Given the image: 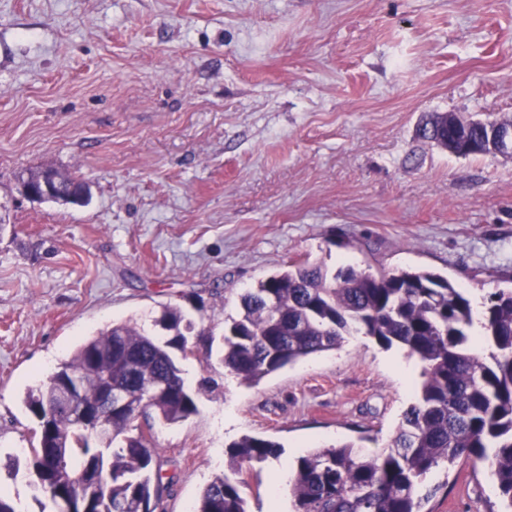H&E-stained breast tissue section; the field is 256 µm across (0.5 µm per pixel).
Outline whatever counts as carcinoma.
<instances>
[{
  "label": "carcinoma",
  "instance_id": "cac0c4a2",
  "mask_svg": "<svg viewBox=\"0 0 512 512\" xmlns=\"http://www.w3.org/2000/svg\"><path fill=\"white\" fill-rule=\"evenodd\" d=\"M434 112L418 137L458 157L488 151L496 126ZM239 317L224 323L225 367L253 385L313 353L334 350L353 334L406 350L422 364L416 402L381 452L351 445L298 457L288 483L292 512H423L424 478L442 463L473 457L488 464L499 496L512 510V289L497 288L474 319L468 292L426 270L378 275L353 267L333 274L290 263L241 296ZM158 323L167 340L129 323H115L77 345L24 403L38 422L28 468L53 512H155L164 488L158 449L114 409L109 428L83 427L60 405L63 386L78 379V399H102L105 376L147 400L143 415L170 425L196 403L179 358L194 354V330L164 307ZM279 445L246 436L229 446L231 474L204 489L195 512H247L243 468L277 455ZM66 465L58 468L55 460Z\"/></svg>",
  "mask_w": 512,
  "mask_h": 512
}]
</instances>
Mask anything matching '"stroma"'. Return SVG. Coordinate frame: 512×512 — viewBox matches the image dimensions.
Here are the masks:
<instances>
[{
	"label": "stroma",
	"instance_id": "35a3bbf8",
	"mask_svg": "<svg viewBox=\"0 0 512 512\" xmlns=\"http://www.w3.org/2000/svg\"><path fill=\"white\" fill-rule=\"evenodd\" d=\"M431 112L512 118V0H0V490L43 512L26 463L29 387L114 322L194 323L197 410L155 425L166 490L192 512L245 436L278 443L242 494L314 449L380 451L416 389L398 348L347 337L246 385L224 322L287 263L428 270L486 298L512 287V155L418 140ZM53 168L88 204L32 201ZM428 512H503L460 459Z\"/></svg>",
	"mask_w": 512,
	"mask_h": 512
}]
</instances>
